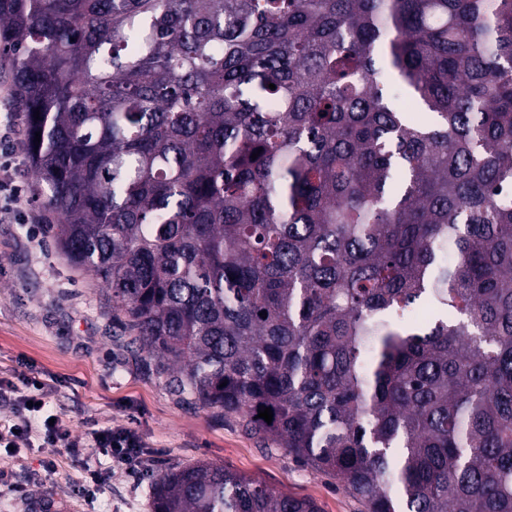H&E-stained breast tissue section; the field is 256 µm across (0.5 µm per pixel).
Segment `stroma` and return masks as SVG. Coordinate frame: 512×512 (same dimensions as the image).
I'll list each match as a JSON object with an SVG mask.
<instances>
[{
	"label": "stroma",
	"mask_w": 512,
	"mask_h": 512,
	"mask_svg": "<svg viewBox=\"0 0 512 512\" xmlns=\"http://www.w3.org/2000/svg\"><path fill=\"white\" fill-rule=\"evenodd\" d=\"M9 57L0 55V182L18 185L21 204L0 210V380L15 377L19 359L56 377L54 412L74 432L85 424L125 425L145 444L143 471L133 476L101 459L93 498L73 493L80 463L67 452L0 447V512H153L152 485L168 468L207 461L250 475L271 490L313 499L320 512H364L336 476L315 471L286 449L248 434L238 418L179 395L146 366L125 317L106 288L73 267L45 229L53 216L35 197L24 149ZM39 228L31 236L30 228ZM54 471L44 469L46 458ZM25 496L9 493V484Z\"/></svg>",
	"instance_id": "35a3bbf8"
}]
</instances>
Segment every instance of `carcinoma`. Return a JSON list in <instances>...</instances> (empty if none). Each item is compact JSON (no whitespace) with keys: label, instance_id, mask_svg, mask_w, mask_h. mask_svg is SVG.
Instances as JSON below:
<instances>
[{"label":"carcinoma","instance_id":"cac0c4a2","mask_svg":"<svg viewBox=\"0 0 512 512\" xmlns=\"http://www.w3.org/2000/svg\"><path fill=\"white\" fill-rule=\"evenodd\" d=\"M0 44L48 231L156 372L365 512H512V0H0Z\"/></svg>","mask_w":512,"mask_h":512}]
</instances>
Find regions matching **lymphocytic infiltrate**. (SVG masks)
<instances>
[{"label":"lymphocytic infiltrate","mask_w":512,"mask_h":512,"mask_svg":"<svg viewBox=\"0 0 512 512\" xmlns=\"http://www.w3.org/2000/svg\"><path fill=\"white\" fill-rule=\"evenodd\" d=\"M52 380L34 369L20 372L18 385L0 386V400L10 403L13 418L0 426V447L25 448L39 439L46 448H62L72 455L91 449L128 473H135L144 463L143 442L139 434L124 426L92 430L83 436L73 435L70 427L54 418L50 398Z\"/></svg>","instance_id":"f902f5d3"}]
</instances>
